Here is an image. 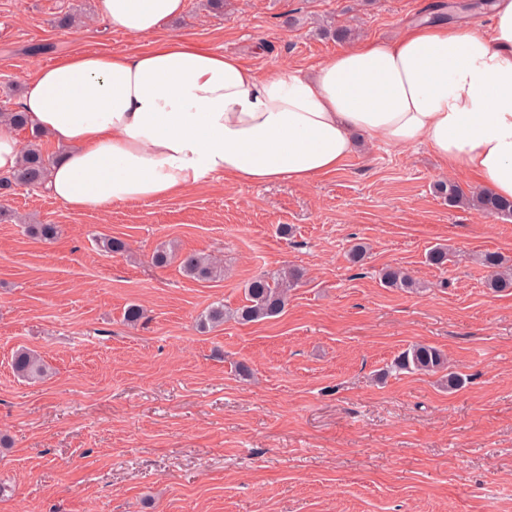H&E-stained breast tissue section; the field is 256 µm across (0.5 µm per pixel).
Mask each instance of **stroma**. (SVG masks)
<instances>
[{"mask_svg":"<svg viewBox=\"0 0 512 512\" xmlns=\"http://www.w3.org/2000/svg\"><path fill=\"white\" fill-rule=\"evenodd\" d=\"M439 2L186 0L160 35L309 73L339 48L320 24L354 15L360 37H390ZM95 3L0 0V102L19 104L35 64L149 45L103 34ZM64 12L83 23L54 27ZM448 177L425 146L364 142L309 183L206 177L107 212L38 188L0 196V512H512V290L486 288L476 261L512 257V219L448 207L432 190ZM21 215L57 236H31ZM100 236L126 251H100ZM438 244L455 255L441 269L425 261ZM164 245L175 256L155 266ZM189 253L220 259L223 279L186 277ZM389 266L420 289L384 287ZM288 268L304 277L282 314L198 328ZM418 343L442 349L462 387L391 371ZM20 348L46 376L14 373Z\"/></svg>","mask_w":512,"mask_h":512,"instance_id":"obj_1","label":"stroma"}]
</instances>
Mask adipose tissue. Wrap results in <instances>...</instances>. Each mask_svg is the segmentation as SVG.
Returning <instances> with one entry per match:
<instances>
[{"instance_id": "adipose-tissue-1", "label": "adipose tissue", "mask_w": 512, "mask_h": 512, "mask_svg": "<svg viewBox=\"0 0 512 512\" xmlns=\"http://www.w3.org/2000/svg\"><path fill=\"white\" fill-rule=\"evenodd\" d=\"M186 0H97L105 31L150 36ZM489 30L425 19L320 61L261 72L170 36L142 51H74L36 66L21 108L58 147L47 193L74 211L170 199L215 176L308 183L356 136L423 144L455 174L512 198V0Z\"/></svg>"}]
</instances>
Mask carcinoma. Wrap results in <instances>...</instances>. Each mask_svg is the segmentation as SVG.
I'll return each instance as SVG.
<instances>
[{
  "instance_id": "cac0c4a2",
  "label": "carcinoma",
  "mask_w": 512,
  "mask_h": 512,
  "mask_svg": "<svg viewBox=\"0 0 512 512\" xmlns=\"http://www.w3.org/2000/svg\"><path fill=\"white\" fill-rule=\"evenodd\" d=\"M0 119L14 129L27 126L26 114L16 107L0 110ZM50 158L41 147L40 139L34 141L21 152L18 167L11 173L0 175V195L8 196L19 186L42 184L48 174ZM435 194L450 208H469L481 212L489 218H512V200L503 199L479 190H464L453 180H442L434 184ZM453 251L447 246H437L427 253L429 264L444 267L451 261ZM478 262L488 271L486 286L494 292H504L512 288V260L498 251H485L478 255ZM181 265L185 274L197 281H214L224 277V267L206 255L197 253L183 257ZM302 278L298 270L288 275L268 273L253 278L245 289L246 304L232 312L242 323L256 322L278 316L288 302V289ZM381 279L385 286L401 290L419 287L408 273L398 268L382 271ZM227 312L224 304L212 305L200 319V327L218 325L224 322ZM392 366L397 371L408 373L437 374L447 373L448 388L462 384L460 375L448 371V360L442 350L426 344H416L400 352ZM14 371L22 378L37 379L46 374V367L40 357L28 349L15 352L12 359Z\"/></svg>"
}]
</instances>
